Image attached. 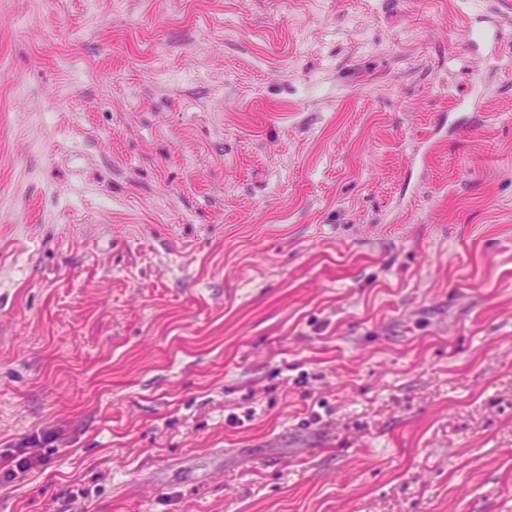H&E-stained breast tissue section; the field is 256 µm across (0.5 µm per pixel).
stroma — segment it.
<instances>
[{"label": "stroma", "mask_w": 512, "mask_h": 512, "mask_svg": "<svg viewBox=\"0 0 512 512\" xmlns=\"http://www.w3.org/2000/svg\"><path fill=\"white\" fill-rule=\"evenodd\" d=\"M0 512H512L505 0H0ZM12 461L15 460V469L9 468L4 472L5 479H14L17 473H24L34 467L39 466L44 459L31 453L29 448H18L15 449V454L10 456Z\"/></svg>", "instance_id": "obj_1"}]
</instances>
